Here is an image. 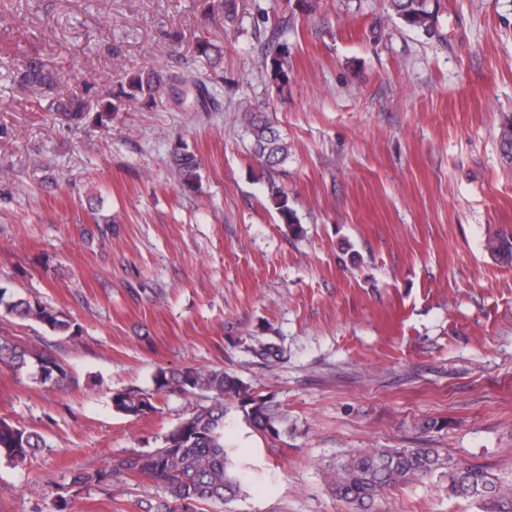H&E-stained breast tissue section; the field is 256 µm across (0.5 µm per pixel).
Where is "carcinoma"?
Returning <instances> with one entry per match:
<instances>
[{"mask_svg": "<svg viewBox=\"0 0 512 512\" xmlns=\"http://www.w3.org/2000/svg\"><path fill=\"white\" fill-rule=\"evenodd\" d=\"M431 0H389V7L398 20L423 32L435 34L436 13ZM196 51L205 58L214 76L205 80L185 77L161 67H146L134 74L128 89L111 101L100 105L102 112H119L127 100L141 102L152 108L162 101L172 102L190 112H216L218 104L209 85L221 80L219 72L223 52L219 45L204 39ZM266 67L276 89L288 85V55L272 57ZM14 79L24 86L58 91L52 111L78 126L93 111L91 101L72 91L62 90L60 73L40 56H29L14 71ZM232 121L251 139V148L268 170L282 166L289 156L288 143L263 115L248 101L238 104ZM201 163L186 145H178L169 154L168 172L183 191L196 192L201 184ZM270 198L288 224L297 227L287 199L279 188L270 185ZM488 250L512 261V234L501 233L491 238ZM13 316L31 320L54 332L76 335L68 316L47 304L30 301L8 293L0 287V317ZM0 364L17 371H32L39 382L57 388L71 381L67 366L46 352L32 353L0 338ZM155 391H118L112 395L116 410L133 417L158 412L155 394L212 395L214 404L181 421L164 435L161 446L152 452L125 457L94 474H79L76 485L97 481H112V474L127 473L143 476L161 488L164 499L153 512H196L199 502H224L241 491L246 476L233 465L224 443V415L231 409L243 412L246 422L261 435L280 441L293 428L288 426V414L283 412L271 394H256L238 377L223 370L185 367L157 371ZM43 436L32 430L20 429L0 420V456L22 462L35 450L44 447ZM442 471L448 476V497L468 500L478 512H512V480H505L489 468L470 464L452 456H443L436 448H373L346 455L331 465L325 480L337 499L349 512H378L377 503L384 493L422 483Z\"/></svg>", "mask_w": 512, "mask_h": 512, "instance_id": "cac0c4a2", "label": "carcinoma"}]
</instances>
